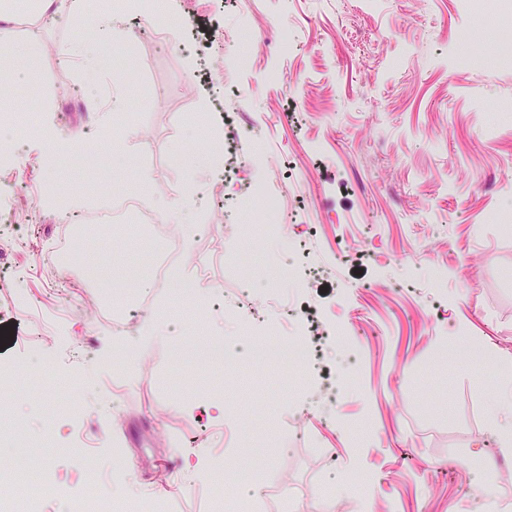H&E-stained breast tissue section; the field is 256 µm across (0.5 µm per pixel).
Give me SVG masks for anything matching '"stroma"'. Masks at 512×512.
Returning <instances> with one entry per match:
<instances>
[{"mask_svg": "<svg viewBox=\"0 0 512 512\" xmlns=\"http://www.w3.org/2000/svg\"><path fill=\"white\" fill-rule=\"evenodd\" d=\"M161 10V31L120 15L113 57L92 70L69 48L94 40V8L12 28L34 46L39 80L0 95V113L37 116L0 150V211L30 200L0 254V330L13 337L0 363L21 368L0 414L41 438L52 404L25 366L42 358L67 407L46 478L83 492L85 450L71 442L82 430L97 489L121 512L143 493L166 512H213L228 494L247 512H512V449L492 430L502 378L448 357L470 342L512 358V223L498 221L512 213V13L465 0ZM462 32L478 55L468 67L456 63ZM213 129L232 160L215 161ZM177 148L194 166L171 165ZM50 181L59 191L43 190ZM124 185L181 212L180 274L210 271L189 326L170 314L176 280H134L113 299L88 272L113 253L151 262L165 249L153 225L132 217L89 249L45 250ZM262 185L282 196L270 238L244 208ZM256 266L282 275L243 280ZM87 299L111 308L110 324L78 314ZM197 329L226 344L225 364L174 360ZM272 330L306 345L305 365L254 358ZM129 343L141 361L112 374Z\"/></svg>", "mask_w": 512, "mask_h": 512, "instance_id": "obj_1", "label": "stroma"}]
</instances>
